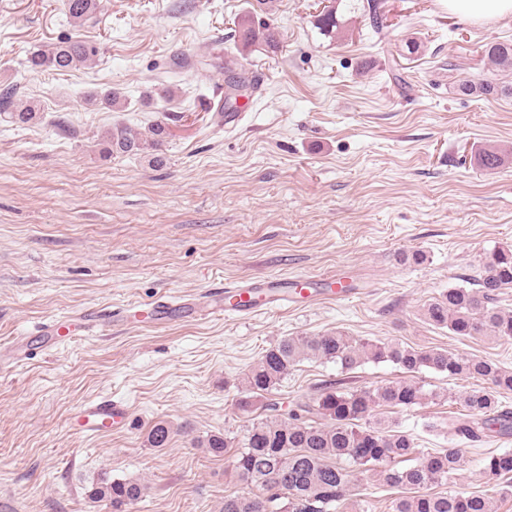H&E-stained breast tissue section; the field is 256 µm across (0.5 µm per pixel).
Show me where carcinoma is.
<instances>
[{
    "mask_svg": "<svg viewBox=\"0 0 512 512\" xmlns=\"http://www.w3.org/2000/svg\"><path fill=\"white\" fill-rule=\"evenodd\" d=\"M63 12L82 22L96 8V0H62ZM383 0H363L358 4L362 16L375 32L381 30ZM259 43L269 49L278 45V32L265 26H245L237 41L242 54ZM97 53L95 46L82 41H63L55 47L33 54L28 64L66 72L87 63ZM489 63L499 71L512 70V44L491 41L484 48ZM16 88L0 92V112L11 122L24 126L37 119L31 106L15 102ZM86 101L114 112L129 107L121 92L112 88L93 91ZM167 137L166 126L157 120L149 137L131 134L117 123L105 132L104 151L137 154L148 148L157 152ZM508 155L493 146L478 153L479 165L489 171L501 167ZM475 287L445 290L425 308L431 323L446 327L455 336H492L512 339V311L499 306L503 290L512 288V246L498 248L476 279ZM315 359L334 362L348 372L366 362L389 361L408 377L374 389L349 387L342 379L329 381L305 396L286 413L277 405L264 402V417L247 426L236 454L234 468L238 479L258 489L247 495L224 497L221 512H341L357 473L373 471L382 484L409 492L392 502V512H493L484 495L430 494L424 489L448 480L465 464L458 448L416 450L413 435L396 423L369 422L370 413L379 407L411 408L427 399L424 386L412 378L422 369L446 373L450 377L479 379L485 386L473 389L463 398L467 417L448 420V435L466 442H481L488 437H512V409L503 405V394L512 392V370L498 367L481 358L465 359L446 350H417L398 344H378L356 339L340 331L314 336H285L265 351L246 377L243 410L253 400L267 398L301 361ZM170 439V428L156 423L147 435L152 448H162ZM200 446L220 455L233 447L228 436L211 435ZM414 456L415 464L400 463ZM481 470L492 477L512 474V453L489 452L481 458ZM144 485L137 481H108L100 478L91 484L88 497L105 502L112 512H131L142 498Z\"/></svg>",
    "mask_w": 512,
    "mask_h": 512,
    "instance_id": "1",
    "label": "carcinoma"
}]
</instances>
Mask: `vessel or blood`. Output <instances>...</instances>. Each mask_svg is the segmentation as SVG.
Returning a JSON list of instances; mask_svg holds the SVG:
<instances>
[{
  "instance_id": "vessel-or-blood-1",
  "label": "vessel or blood",
  "mask_w": 512,
  "mask_h": 512,
  "mask_svg": "<svg viewBox=\"0 0 512 512\" xmlns=\"http://www.w3.org/2000/svg\"><path fill=\"white\" fill-rule=\"evenodd\" d=\"M219 297H233L232 314L248 318L265 310H285L304 302L322 298H349L351 289L341 287L339 279L312 275L304 278L269 277L242 279L225 283L215 288ZM210 307L184 297L159 298L151 303L153 321L164 322L174 317L195 320L209 313ZM80 319L85 330L91 331L109 322L130 321L126 311L106 308L81 313ZM129 417L127 405L109 399H99L84 404L78 411V418L84 430L100 432L122 429Z\"/></svg>"
}]
</instances>
